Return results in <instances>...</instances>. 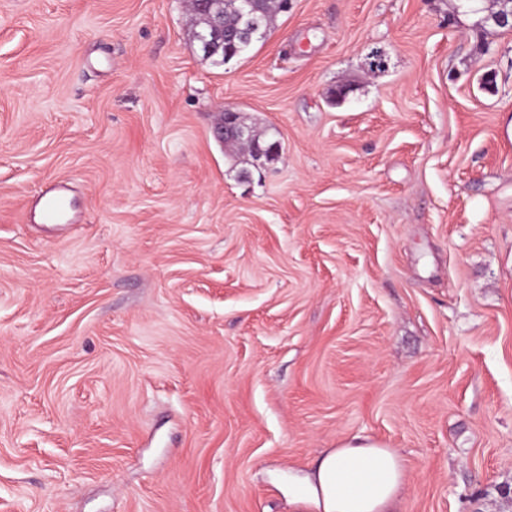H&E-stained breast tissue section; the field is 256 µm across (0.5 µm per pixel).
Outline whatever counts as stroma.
Wrapping results in <instances>:
<instances>
[{"label": "stroma", "mask_w": 512, "mask_h": 512, "mask_svg": "<svg viewBox=\"0 0 512 512\" xmlns=\"http://www.w3.org/2000/svg\"><path fill=\"white\" fill-rule=\"evenodd\" d=\"M493 7L291 0L215 65L184 0H0V512H316L289 481L355 435L394 512H512ZM225 106L280 146L246 180Z\"/></svg>", "instance_id": "1"}]
</instances>
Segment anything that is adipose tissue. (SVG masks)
I'll list each match as a JSON object with an SVG mask.
<instances>
[{
    "label": "adipose tissue",
    "instance_id": "ef3b65f1",
    "mask_svg": "<svg viewBox=\"0 0 512 512\" xmlns=\"http://www.w3.org/2000/svg\"><path fill=\"white\" fill-rule=\"evenodd\" d=\"M405 481V467L395 452L354 436L324 452L296 494L318 512H389Z\"/></svg>",
    "mask_w": 512,
    "mask_h": 512
}]
</instances>
